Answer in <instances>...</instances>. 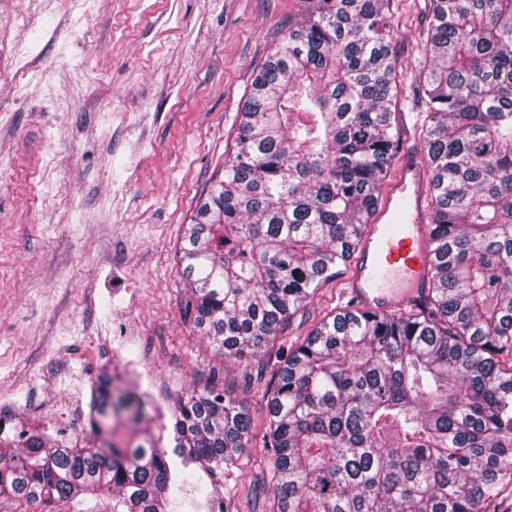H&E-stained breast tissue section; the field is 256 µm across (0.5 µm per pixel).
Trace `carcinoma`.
<instances>
[{
    "mask_svg": "<svg viewBox=\"0 0 512 512\" xmlns=\"http://www.w3.org/2000/svg\"><path fill=\"white\" fill-rule=\"evenodd\" d=\"M390 2L316 0L246 92L224 176L178 250L195 324L226 357L279 336L371 223L399 146ZM426 8L428 302L346 307L288 352L267 401L277 512H480L512 486V0ZM151 412L101 376L96 444L0 437V497L22 512L107 494L112 512H165L190 466L229 470L250 440L235 400L188 391L171 412L177 470L144 429ZM114 417L144 442L120 446Z\"/></svg>",
    "mask_w": 512,
    "mask_h": 512,
    "instance_id": "obj_1",
    "label": "carcinoma"
}]
</instances>
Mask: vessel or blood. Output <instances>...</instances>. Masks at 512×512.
I'll return each mask as SVG.
<instances>
[{
    "mask_svg": "<svg viewBox=\"0 0 512 512\" xmlns=\"http://www.w3.org/2000/svg\"><path fill=\"white\" fill-rule=\"evenodd\" d=\"M429 198L425 166L414 151L402 150L384 202L357 246L343 282L356 309L382 313L426 305L433 255L427 228Z\"/></svg>",
    "mask_w": 512,
    "mask_h": 512,
    "instance_id": "vessel-or-blood-1",
    "label": "vessel or blood"
}]
</instances>
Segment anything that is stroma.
<instances>
[{"label": "stroma", "instance_id": "obj_1", "mask_svg": "<svg viewBox=\"0 0 512 512\" xmlns=\"http://www.w3.org/2000/svg\"><path fill=\"white\" fill-rule=\"evenodd\" d=\"M309 0H0V420L50 442L88 443L103 372L146 393L150 432L174 446L170 412L195 389L237 399L252 438L230 474L192 467L168 512H272L266 387L289 348L344 307L324 284L282 335L224 358L184 313L177 249L203 189L223 175L251 81ZM400 145L420 150L413 68L424 0H392Z\"/></svg>", "mask_w": 512, "mask_h": 512}]
</instances>
